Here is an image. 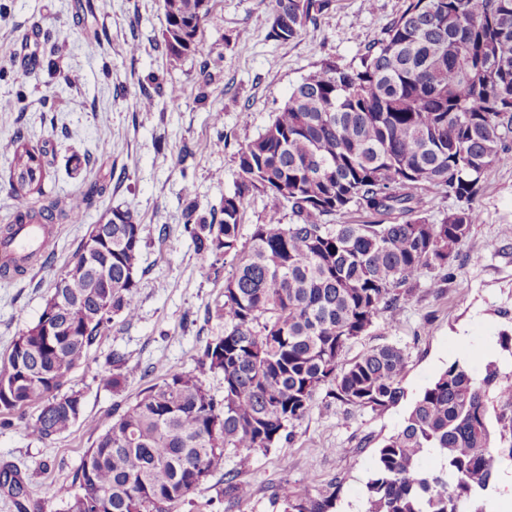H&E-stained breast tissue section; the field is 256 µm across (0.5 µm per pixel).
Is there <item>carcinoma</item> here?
Listing matches in <instances>:
<instances>
[{
  "label": "carcinoma",
  "mask_w": 512,
  "mask_h": 512,
  "mask_svg": "<svg viewBox=\"0 0 512 512\" xmlns=\"http://www.w3.org/2000/svg\"><path fill=\"white\" fill-rule=\"evenodd\" d=\"M270 37L290 41L329 9L330 0H260ZM163 40L179 61L197 49L211 0H162ZM16 196H45L46 151L21 132L3 144ZM239 183L224 197L217 224L187 208L184 230L202 254L231 258L224 279V336L208 343L200 364L224 376L212 394L191 373L169 371L112 417L84 453L68 512H177L224 465V452L268 450L310 411L329 386L336 401L386 410L405 397V351L383 345L346 363L352 343L427 271H444L478 213L473 201L486 170L512 157V0H409L355 65L324 61L293 87L269 125L238 153ZM441 186L464 202L438 223L421 210V191ZM288 204L294 224L272 215L238 248L246 194ZM94 186L62 206L22 205L0 225V280L22 276L36 260L9 242L25 224L77 221ZM357 208L366 224H329ZM112 242L87 232L72 259L89 252L53 288L38 321L13 340L0 367V416L50 440L69 431L84 403L63 389L68 375L112 322L138 312L137 273L145 227L130 207L110 211ZM63 295L66 305L56 309ZM502 358L476 372L456 360L413 401L401 428L376 449L364 512H486L500 466L512 463V333L498 336ZM128 375L113 351L101 375L117 392ZM36 407L28 417L25 410ZM427 455L440 466L424 465ZM0 489L27 512L21 471L0 468ZM224 500L250 486L224 474ZM285 512H331L336 492L320 498L284 482Z\"/></svg>",
  "instance_id": "carcinoma-1"
}]
</instances>
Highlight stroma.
Segmentation results:
<instances>
[{
    "label": "stroma",
    "mask_w": 512,
    "mask_h": 512,
    "mask_svg": "<svg viewBox=\"0 0 512 512\" xmlns=\"http://www.w3.org/2000/svg\"><path fill=\"white\" fill-rule=\"evenodd\" d=\"M406 0H331L327 11L298 38L270 37L259 0H211L198 48L170 62L162 32L161 0H0V142L22 130L48 150V197L67 201L95 193L82 219L54 225L57 243L27 273L0 280V356L15 336L37 322L54 278L93 224L110 209L134 208L145 226L136 277L138 314L112 318L69 377L82 390L81 418L66 433L42 442L18 428L0 427V467L28 477L31 504L57 496L47 512H67V492L85 451L139 392L167 371L199 375L214 394L222 374L201 369L205 345L224 334V279L230 267L198 253L184 230V212L197 202L206 219L219 216L238 178V153L270 123L292 88L322 61L357 63L365 46L404 10ZM139 52H131L132 44ZM181 98L170 102L167 91ZM89 164L79 175L68 160ZM480 219L458 244L447 273L429 272L399 301V319L380 313L369 334L347 356L393 344L408 357L407 398L395 407L353 408L319 390L308 415L288 426L275 448L226 451L215 472L178 512H283V481L308 486L312 495L336 491V512L363 506L376 449L397 432L415 399L448 364L465 358L480 368L512 331V161L490 167L473 202ZM284 223L287 205L258 191L246 194L240 249L271 212ZM127 358L130 373L119 391L100 376L111 351ZM237 472L249 497L225 508L224 474Z\"/></svg>",
    "instance_id": "35a3bbf8"
}]
</instances>
